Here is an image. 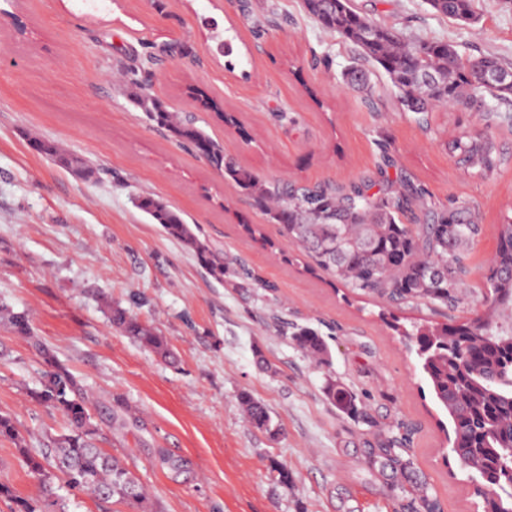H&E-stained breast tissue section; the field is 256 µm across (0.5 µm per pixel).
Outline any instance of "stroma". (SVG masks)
Here are the masks:
<instances>
[{
	"instance_id": "1",
	"label": "stroma",
	"mask_w": 512,
	"mask_h": 512,
	"mask_svg": "<svg viewBox=\"0 0 512 512\" xmlns=\"http://www.w3.org/2000/svg\"><path fill=\"white\" fill-rule=\"evenodd\" d=\"M352 4L407 36L512 66V0H476L472 25L427 0ZM209 17L232 40V59L212 51ZM355 58L301 0H165L161 11L152 0H0V304L27 312L34 335L93 394L99 446L135 474L156 512H418L422 500L403 477L369 455L390 429L405 434L412 472L438 512H482L475 478L448 450L446 413L379 312L444 322L481 309L483 263L512 210V123L500 118L512 102L489 101L483 115L436 110L422 125L383 76L354 90L343 74ZM132 69L170 110L196 113L241 166L281 186L386 181L425 189L441 205H473L482 233L460 303L438 313L424 300L394 308L308 272L307 257L250 197L149 124L126 92ZM195 88L219 112L199 110ZM466 131L494 143L499 161L487 174L448 148ZM30 134L100 165V180L39 155ZM141 192L181 210L250 278L238 288L212 280L136 208ZM248 224L262 226L266 241L251 239ZM109 301L164 336L175 362L114 328ZM297 325L321 331L329 365L294 347ZM0 349V414L32 447L62 433V413L29 396L40 370L29 339L0 324ZM260 355L272 371L259 368ZM330 376L364 397L362 416L327 402ZM244 391L267 406L271 430L248 424ZM118 396L128 406L122 429L108 414ZM164 455L182 469L162 465ZM0 483L41 496L4 439Z\"/></svg>"
}]
</instances>
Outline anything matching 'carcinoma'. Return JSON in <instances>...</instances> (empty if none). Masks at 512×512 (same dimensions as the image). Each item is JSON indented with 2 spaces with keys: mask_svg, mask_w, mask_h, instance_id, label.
Returning <instances> with one entry per match:
<instances>
[{
  "mask_svg": "<svg viewBox=\"0 0 512 512\" xmlns=\"http://www.w3.org/2000/svg\"><path fill=\"white\" fill-rule=\"evenodd\" d=\"M438 14L471 23L474 0H428ZM304 9L326 32L353 46L361 64L348 68L344 77L357 90L371 84L372 72L386 78L408 112L421 124L429 113L460 104L482 108L486 98L512 102V84L485 85L482 70L493 69L512 76V67L495 56L465 59L454 45L424 38H407L394 28L380 25L359 13L351 0H303ZM211 49L220 56L234 52L231 40L217 20L205 22ZM430 68L439 74L433 87L418 82L416 73ZM131 102L155 126L166 130L178 144L204 158L254 203L280 235L306 252L310 269L333 276L353 291L372 292L389 301L409 305L424 299L436 308L454 306L467 286L469 251L482 228L466 202L444 206L427 198L424 190L384 189L370 193L371 185L349 189L318 186L284 192L280 184L262 179L239 165L224 152V143L214 139L194 118L182 117L159 98L145 93L137 72L127 74ZM32 149L56 165L87 181L100 170L82 156L67 152L53 141L32 138ZM463 161L480 173L494 168V145L482 134L463 135L449 143ZM137 208L167 237L181 243L215 281L237 273L224 263L219 252L183 214L149 194L137 196ZM424 212L427 222L407 224L414 208ZM483 310L460 323H401L394 314L382 315L386 325L408 339L415 349L438 406L447 412L451 436L466 470L477 474L488 493L484 507L489 512H512V485L497 472L496 454L512 447V214L497 227V245L485 276ZM112 326L158 356L172 360L166 339L142 324L127 309L107 304ZM0 321L32 341L43 370L37 387L30 390L36 402L60 411L68 428L39 448H32L13 421L0 415V438L18 447L20 459L43 489L59 476L75 489L101 500L125 503L132 512H153V505L139 482L112 454L96 444L97 428L90 413L92 401L75 376L56 357L54 350L35 339L30 319L0 304ZM292 341L318 363L328 361V348L318 332L308 326L295 328ZM328 402L342 414L353 415L363 403L335 378L325 380ZM241 404L248 422L269 429L271 416L264 404L243 393ZM406 438L387 431L372 454L383 469L400 472L411 480L410 459L403 457ZM0 497L15 504L14 512H42L38 499L13 494L0 483Z\"/></svg>",
  "mask_w": 512,
  "mask_h": 512,
  "instance_id": "cac0c4a2",
  "label": "carcinoma"
}]
</instances>
